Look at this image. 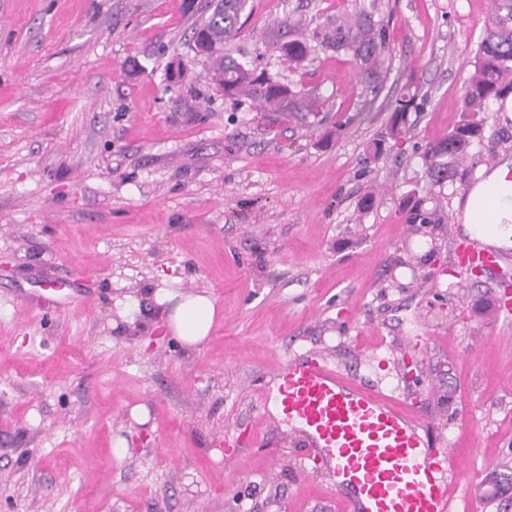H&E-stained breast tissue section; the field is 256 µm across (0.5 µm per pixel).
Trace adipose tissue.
<instances>
[{
    "mask_svg": "<svg viewBox=\"0 0 512 512\" xmlns=\"http://www.w3.org/2000/svg\"><path fill=\"white\" fill-rule=\"evenodd\" d=\"M485 199L496 201L501 211L512 217V165L501 164L469 193L463 216L465 233L475 234V207ZM159 300L169 307V331L183 345L193 348L205 340L211 330L215 312L214 301L209 295L169 290L163 292Z\"/></svg>",
    "mask_w": 512,
    "mask_h": 512,
    "instance_id": "obj_1",
    "label": "adipose tissue"
}]
</instances>
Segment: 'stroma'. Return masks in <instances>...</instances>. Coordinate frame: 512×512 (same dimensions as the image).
I'll use <instances>...</instances> for the list:
<instances>
[{"label":"stroma","instance_id":"1","mask_svg":"<svg viewBox=\"0 0 512 512\" xmlns=\"http://www.w3.org/2000/svg\"><path fill=\"white\" fill-rule=\"evenodd\" d=\"M248 7L236 46L318 117L226 100L184 0H0V512H342L300 433L264 416L295 354L397 390L463 459L459 496L504 512L512 488L482 486L512 476V322L458 240L472 187L512 161V112L488 106L452 187L423 161L461 118L489 0ZM363 8L388 33L378 92L350 53L297 69L275 48L286 17ZM409 81L421 107L394 139ZM419 199L445 222L409 223ZM163 289L212 296L201 345L169 332Z\"/></svg>","mask_w":512,"mask_h":512}]
</instances>
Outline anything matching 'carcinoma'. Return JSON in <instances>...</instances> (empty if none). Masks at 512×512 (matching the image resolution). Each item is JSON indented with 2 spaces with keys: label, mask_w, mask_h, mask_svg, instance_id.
I'll list each match as a JSON object with an SVG mask.
<instances>
[{
  "label": "carcinoma",
  "mask_w": 512,
  "mask_h": 512,
  "mask_svg": "<svg viewBox=\"0 0 512 512\" xmlns=\"http://www.w3.org/2000/svg\"><path fill=\"white\" fill-rule=\"evenodd\" d=\"M249 0H217L194 30L202 43L204 57L217 80L224 98L240 104L243 100L259 102L267 112H304L318 116L322 103L312 94L285 84L257 71L249 62L234 56L231 44L243 26L242 15ZM387 44L386 30L374 20L373 12L364 10L351 19L328 22L323 28L307 31L298 21H288V40L276 42V48L288 63L301 66L316 47L350 51L359 63L361 81L375 92L381 83V55ZM512 97V0H491L478 44L474 71L462 93V119L453 131L427 146L425 165L436 184L452 183L460 165L473 146L483 140L486 121L483 112L491 102H505ZM417 94L407 83L391 104L390 134L400 136L408 113L417 109ZM441 224L443 215L436 209H423L418 200L410 214V223Z\"/></svg>",
  "instance_id": "cac0c4a2"
}]
</instances>
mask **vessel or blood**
<instances>
[{
	"mask_svg": "<svg viewBox=\"0 0 512 512\" xmlns=\"http://www.w3.org/2000/svg\"><path fill=\"white\" fill-rule=\"evenodd\" d=\"M488 273L499 254L463 242ZM280 413L307 434L344 512H452L454 455L426 451V421L392 393L354 382L321 357H291L279 370Z\"/></svg>",
	"mask_w": 512,
	"mask_h": 512,
	"instance_id": "1",
	"label": "vessel or blood"
}]
</instances>
